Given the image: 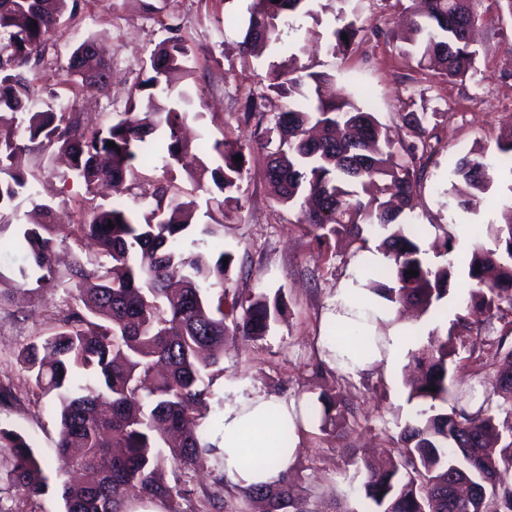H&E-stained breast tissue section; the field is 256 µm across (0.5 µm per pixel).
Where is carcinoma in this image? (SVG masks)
<instances>
[{
    "label": "carcinoma",
    "instance_id": "1",
    "mask_svg": "<svg viewBox=\"0 0 512 512\" xmlns=\"http://www.w3.org/2000/svg\"><path fill=\"white\" fill-rule=\"evenodd\" d=\"M316 0H254L243 45L281 43L286 20L310 16ZM334 15L327 49L346 53L364 28L348 16L345 4ZM483 0H411L414 16L404 54L417 66L448 81L465 79L478 50L470 31ZM79 0H0V250L3 234L19 221L22 199L35 196L45 160L22 165L31 145L39 143L66 155L73 175L90 187L106 182L134 185L139 168L159 161L165 173L177 167L210 200L241 206L249 160L266 166L276 201L301 206L298 223L312 228L321 246L347 236L356 244L351 257L367 264L370 234L388 264L374 271L365 287L396 307L416 302L439 316L448 307L455 268L452 237L431 257L421 230L398 218L413 201L436 153L438 112H405L408 138L394 141L372 109L351 97L325 99V77L308 74L316 100L308 105L277 104L303 85L295 76L299 58L290 54L272 63L266 91L242 105L239 122L254 125L243 139L216 141L192 153L181 129L193 112L197 90L186 87L173 103L160 94L172 88L178 73L194 79L192 48L178 34L166 38L142 65V78L129 90L123 111L107 125H96L83 112L38 108L30 74L48 48L50 33ZM348 40H343L342 35ZM91 41L72 53L67 81L95 77L108 64L90 51ZM26 113L23 124L5 114ZM115 146L110 147L108 143ZM499 166L512 174V126L496 143ZM242 156V161L234 157ZM453 172L469 187L489 191L494 165L485 149L458 159ZM211 183L205 184V177ZM504 223L487 225L491 245L476 244L468 263L473 282L466 308H478L501 327L489 341L496 361L460 356L452 338L467 336L473 325L456 314L442 334L409 357L424 371L410 386L406 402L413 422L403 426L394 446L376 463L354 460L350 490L364 493L370 512H512V200L503 205ZM197 198L180 199L173 181L156 180L150 208L137 217L122 203L91 207L89 221L64 229L53 223L54 208L39 203L38 220L24 225L17 245L31 258L20 270L21 286L31 291L61 288L65 307L50 332L29 342L18 360L43 397L52 396L59 415L57 455L66 471L78 474L60 488L63 512H126V491L160 503L163 512H223L221 459L205 442L198 407L213 397L212 386L223 356L224 337L263 339L284 308L276 296L244 292L229 277L232 252L223 249L224 224L211 211L199 237L185 242ZM70 252L65 271L58 269V249ZM228 263H223V258ZM415 270L411 277L407 271ZM471 363L476 371L494 369L498 396L511 406L498 420L491 397L471 387L456 404L452 371ZM437 390L432 391L430 387ZM354 407L323 392L305 404L303 417L320 431L336 427ZM170 465L173 480L163 481ZM208 468L218 485L193 496L188 471ZM49 489L48 476L32 444L20 433L0 427V512L3 500L18 494L33 499ZM246 501L261 500L267 512H314L311 496L300 494L289 476L274 487L243 491Z\"/></svg>",
    "mask_w": 512,
    "mask_h": 512
}]
</instances>
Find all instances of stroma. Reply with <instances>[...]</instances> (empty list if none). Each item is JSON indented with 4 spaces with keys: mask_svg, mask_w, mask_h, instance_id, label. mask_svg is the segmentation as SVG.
<instances>
[{
    "mask_svg": "<svg viewBox=\"0 0 512 512\" xmlns=\"http://www.w3.org/2000/svg\"><path fill=\"white\" fill-rule=\"evenodd\" d=\"M251 0H79L74 16L51 33L50 50L34 75L36 99L62 105L107 123L124 108L128 88L140 77V67L155 45L178 27L194 49L192 66L198 84L196 109L200 118L188 119L193 143L235 140L241 135L237 112L248 95L263 93L269 65L281 61V50L246 51L242 41L248 26ZM350 10L369 32L345 54L327 49L334 27L332 12L318 18L302 17L284 27L283 48L307 45L300 63L308 71L330 75L331 92L364 93L365 103L389 125L393 136H405L398 118L402 112L439 113L438 152L418 191L414 207L403 220L423 228L426 241L437 236L438 226L463 225L454 254L460 264L452 282L454 304L447 313L411 319L413 329L428 335L436 326L454 319L456 306L471 287L467 263L476 235L486 225L501 221L504 200L512 196V175L494 173V186L471 197L459 209L456 196L462 186L452 173L456 159L485 147L496 155V140L512 122V13L503 0H485V14L476 25L479 58L477 73L465 81L447 82L406 60L404 45L390 35L405 15L399 0H351ZM104 49L112 69L110 83L94 88L64 84L71 51L86 39ZM39 201L51 202L57 223L75 220L74 202L87 196L83 181L64 169L47 170L37 186ZM298 211L274 199L262 163L253 161L242 185L241 209H226L224 248L235 261L230 276L235 286L282 296L285 306L279 321L263 339L227 341L215 381V397L204 419L219 422L228 401V387L241 380L261 392L290 401H302L321 391H336L356 407L354 417L330 433L311 428L298 440V457L289 471L296 488L318 498V512H335L334 500L347 494L350 512H368L362 493H348L347 477L353 469L351 454L390 447L412 413L404 396V363L361 378L341 377L335 367L314 375L316 341L326 335L330 322L326 309L341 280L353 273L351 250L320 248L307 225L298 223ZM64 296L60 290L18 294L14 303L0 304V384L13 386L16 400L0 404V426L27 436L44 462L49 478L47 493L35 499L22 496L8 503L13 512H62L58 487L67 475L56 455L57 413L49 398L30 395L29 377L17 360L19 351L37 333L53 326Z\"/></svg>",
    "mask_w": 512,
    "mask_h": 512,
    "instance_id": "obj_1",
    "label": "stroma"
}]
</instances>
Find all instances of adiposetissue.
Returning a JSON list of instances; mask_svg holds the SVG:
<instances>
[{"instance_id": "obj_1", "label": "adipose tissue", "mask_w": 512, "mask_h": 512, "mask_svg": "<svg viewBox=\"0 0 512 512\" xmlns=\"http://www.w3.org/2000/svg\"><path fill=\"white\" fill-rule=\"evenodd\" d=\"M368 293L345 279L330 304L328 316L351 330L342 348L352 361V373H366L380 366L397 363L408 347L405 322L394 312H380L379 322L362 325L348 321L346 308L362 307ZM234 403L225 406L222 422L208 427L207 439L224 454V485L231 490H244L255 485L278 484L296 455V446L267 458L278 429L293 425L297 414L294 404L261 393L245 383L235 388Z\"/></svg>"}]
</instances>
